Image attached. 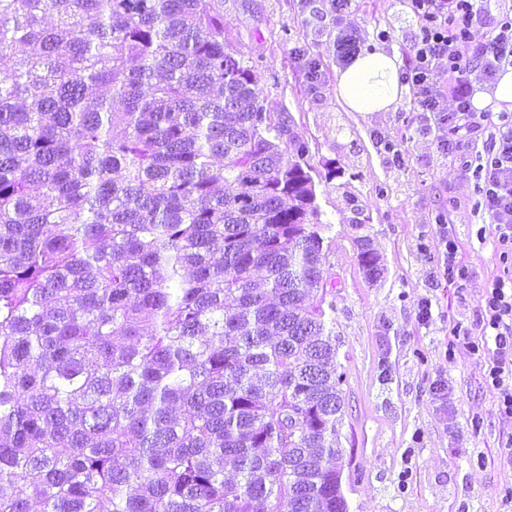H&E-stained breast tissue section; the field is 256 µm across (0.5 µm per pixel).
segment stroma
<instances>
[{
    "mask_svg": "<svg viewBox=\"0 0 512 512\" xmlns=\"http://www.w3.org/2000/svg\"><path fill=\"white\" fill-rule=\"evenodd\" d=\"M217 6L224 41L254 64L268 112L289 117L310 148L336 362L346 377L338 431L349 512H503L512 463L502 445L512 420L499 412L485 363L454 344L451 330L476 324L482 287L512 275V265L492 239L478 238L487 217L475 181L421 131L412 92L394 111L372 114L346 111L336 96L340 30L356 29L365 49L402 55L415 18L397 0H354L341 17L329 0ZM384 30L391 40L380 39ZM311 58L322 71L315 83L307 76ZM444 213L468 279L449 280L434 247ZM365 246L379 257L373 279L360 262Z\"/></svg>",
    "mask_w": 512,
    "mask_h": 512,
    "instance_id": "35a3bbf8",
    "label": "stroma"
}]
</instances>
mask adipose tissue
<instances>
[{
	"label": "adipose tissue",
	"instance_id": "adipose-tissue-1",
	"mask_svg": "<svg viewBox=\"0 0 512 512\" xmlns=\"http://www.w3.org/2000/svg\"><path fill=\"white\" fill-rule=\"evenodd\" d=\"M402 61L397 53L383 49L358 55L336 72V91L349 111H391L402 99Z\"/></svg>",
	"mask_w": 512,
	"mask_h": 512
}]
</instances>
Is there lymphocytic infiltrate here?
I'll use <instances>...</instances> for the list:
<instances>
[{
  "instance_id": "1",
  "label": "lymphocytic infiltrate",
  "mask_w": 512,
  "mask_h": 512,
  "mask_svg": "<svg viewBox=\"0 0 512 512\" xmlns=\"http://www.w3.org/2000/svg\"><path fill=\"white\" fill-rule=\"evenodd\" d=\"M417 20L402 78L410 85L422 124H436L440 152L475 174L480 208L489 218L500 259L512 257V114L475 111L472 76L492 80L512 59V0H400ZM483 149L485 161L468 157ZM467 336L471 354L489 356L487 382L499 410L512 418V278L489 283L480 298L477 329Z\"/></svg>"
}]
</instances>
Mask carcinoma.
Wrapping results in <instances>:
<instances>
[{
  "mask_svg": "<svg viewBox=\"0 0 512 512\" xmlns=\"http://www.w3.org/2000/svg\"><path fill=\"white\" fill-rule=\"evenodd\" d=\"M308 156L215 0H0V512H347Z\"/></svg>",
  "mask_w": 512,
  "mask_h": 512,
  "instance_id": "1",
  "label": "carcinoma"
}]
</instances>
